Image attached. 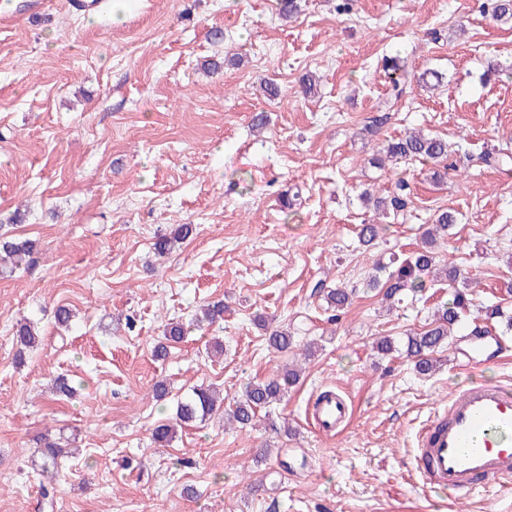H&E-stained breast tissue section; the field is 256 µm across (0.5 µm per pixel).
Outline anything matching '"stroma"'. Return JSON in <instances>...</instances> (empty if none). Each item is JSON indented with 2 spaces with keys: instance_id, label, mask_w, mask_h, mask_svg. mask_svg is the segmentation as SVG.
Returning <instances> with one entry per match:
<instances>
[{
  "instance_id": "35a3bbf8",
  "label": "stroma",
  "mask_w": 512,
  "mask_h": 512,
  "mask_svg": "<svg viewBox=\"0 0 512 512\" xmlns=\"http://www.w3.org/2000/svg\"><path fill=\"white\" fill-rule=\"evenodd\" d=\"M337 3L301 0L285 21L275 0H105L89 16L46 0L0 28V232L38 242L0 275V512H39L31 460L46 439L74 451L59 465L54 512H512V490L457 496L415 475L417 433L458 385L512 382V334L493 331L497 353L463 364L478 312L512 313V175L482 161L512 153V23L482 0H354L347 14ZM209 60L222 62L217 74L205 73ZM391 62L442 80L391 100ZM266 80L278 96L262 95ZM384 107L391 119L373 130ZM260 111L268 122L256 129ZM418 130L448 139L447 175L421 160L378 165L388 140ZM400 176L411 201L386 223L373 201ZM285 192L297 198L290 216ZM442 210L457 222L438 256L468 281L470 304L424 375L374 344L424 330L447 283L388 313L367 283ZM381 222L362 246L361 225ZM179 224L193 235L156 255V238ZM336 287L354 292L337 318L322 294ZM217 301L223 321L195 326ZM61 306L74 313L65 330ZM261 317L287 326L293 348L270 349ZM22 319L44 339L19 364ZM174 320L185 338L155 358ZM296 364L299 383L256 427L226 425L219 410L153 441L189 389L213 386L229 407L248 381ZM60 377L73 395L54 391ZM325 389L353 406L333 436L306 420Z\"/></svg>"
}]
</instances>
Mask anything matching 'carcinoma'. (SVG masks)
I'll list each match as a JSON object with an SVG mask.
<instances>
[{
	"label": "carcinoma",
	"instance_id": "1",
	"mask_svg": "<svg viewBox=\"0 0 512 512\" xmlns=\"http://www.w3.org/2000/svg\"><path fill=\"white\" fill-rule=\"evenodd\" d=\"M484 6L497 21H512V0H485ZM386 156L393 161L400 159H421L438 163L448 168V142L439 136H425L414 132L404 138L388 143ZM454 216L448 211H442L435 217V224L421 241V245L402 259H393L397 263L394 271L389 273L385 281L373 277L369 281L371 288H383L382 300L393 304L401 300L407 291H414L425 286L426 281L454 283L458 279L455 266L444 269L437 268V257L433 247L437 237L448 232L454 223ZM194 228L190 224H180L168 235L160 236L154 243L155 251L169 254L175 251L192 234ZM36 250V243L30 239L0 238V267L11 271L17 269L26 258ZM351 292L346 288H332L327 291L328 303L337 312H342L350 302ZM467 286L455 287L450 293L448 302L439 305L434 319L428 329L409 335L404 342V354L416 360L418 370L427 374L434 370L433 354L438 352L451 336L453 327L461 318L462 312L468 307ZM185 334V328L180 322L167 324L163 341L154 348V356L162 358L167 355L168 345L180 342ZM15 340L18 345V359H23L25 351L41 344V336L28 323L16 328ZM267 344L274 350L285 351L293 345V336L284 328L269 331ZM300 371L285 368L273 377L264 381H250L244 385L241 399L227 413L228 420L243 427L252 424L259 410L282 401L288 389L297 383ZM217 403L216 394L202 387H195L191 392L177 401L174 419L182 425L203 422L213 414ZM69 451L56 442L46 441L40 448L41 472L48 475L49 480L58 476L59 461L68 456Z\"/></svg>",
	"mask_w": 512,
	"mask_h": 512
}]
</instances>
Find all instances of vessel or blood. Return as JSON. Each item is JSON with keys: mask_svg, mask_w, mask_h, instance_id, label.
<instances>
[{"mask_svg": "<svg viewBox=\"0 0 512 512\" xmlns=\"http://www.w3.org/2000/svg\"><path fill=\"white\" fill-rule=\"evenodd\" d=\"M314 425L331 434L351 415L340 394L326 391L313 401ZM416 471L424 487L468 494L488 483L512 488V386L474 382L454 392L419 432Z\"/></svg>", "mask_w": 512, "mask_h": 512, "instance_id": "1", "label": "vessel or blood"}]
</instances>
